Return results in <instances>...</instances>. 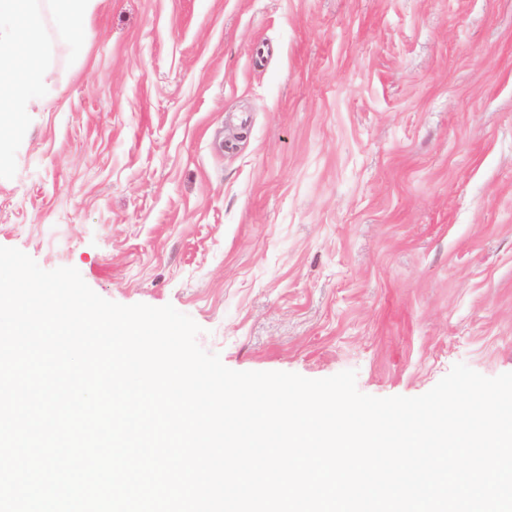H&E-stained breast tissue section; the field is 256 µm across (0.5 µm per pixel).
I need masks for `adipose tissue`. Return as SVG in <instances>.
Here are the masks:
<instances>
[{"label": "adipose tissue", "mask_w": 512, "mask_h": 512, "mask_svg": "<svg viewBox=\"0 0 512 512\" xmlns=\"http://www.w3.org/2000/svg\"><path fill=\"white\" fill-rule=\"evenodd\" d=\"M96 0H0V164L11 158L10 132L41 88L40 44L47 25L78 38Z\"/></svg>", "instance_id": "ef3b65f1"}]
</instances>
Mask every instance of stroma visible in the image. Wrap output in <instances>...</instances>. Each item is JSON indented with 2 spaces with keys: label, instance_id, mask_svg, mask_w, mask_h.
I'll use <instances>...</instances> for the list:
<instances>
[{
  "label": "stroma",
  "instance_id": "1",
  "mask_svg": "<svg viewBox=\"0 0 512 512\" xmlns=\"http://www.w3.org/2000/svg\"><path fill=\"white\" fill-rule=\"evenodd\" d=\"M43 55L0 246L235 371L512 372V0H98Z\"/></svg>",
  "mask_w": 512,
  "mask_h": 512
}]
</instances>
